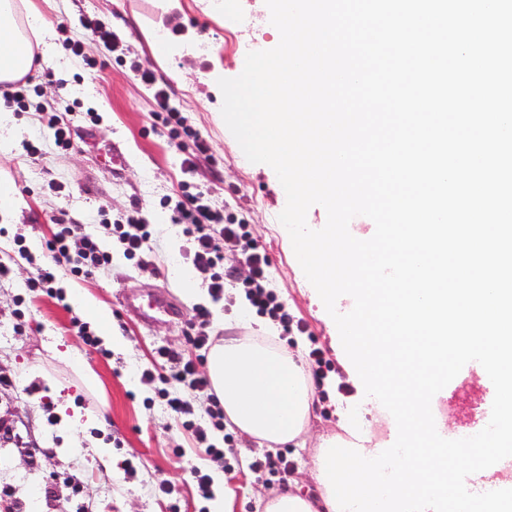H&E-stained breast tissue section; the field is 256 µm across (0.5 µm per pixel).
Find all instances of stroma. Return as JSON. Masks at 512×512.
<instances>
[{
    "label": "stroma",
    "mask_w": 512,
    "mask_h": 512,
    "mask_svg": "<svg viewBox=\"0 0 512 512\" xmlns=\"http://www.w3.org/2000/svg\"><path fill=\"white\" fill-rule=\"evenodd\" d=\"M20 18H38L51 27L54 47L32 70L34 91L23 112L11 113L0 129V181L12 189L10 209L0 215V262L12 274L0 281V421L16 427L22 444L0 446V504L9 512H210L191 476L192 467L207 469L213 480H226L233 512H256L254 493L283 490L298 483L303 495L318 496L310 471L317 453L313 441L289 444L293 468L285 481L255 473L251 462L260 453L234 425L212 431V443L233 438L223 459L207 455L180 421L167 413L158 394V378L168 367L157 350L166 347L197 367L205 361L192 345L194 307L211 311L210 336L223 339L225 316L231 315L241 288L226 286L224 299L212 302L203 274L200 293L192 298L174 269L186 265V238L172 223V208L181 185L208 194L224 215L245 221L251 238L271 261L274 291L302 328L280 337L284 346L304 338L320 348L330 366L315 390L311 426L335 432L337 411L364 401L360 380L336 359L334 332L321 317L290 237L278 216L286 194L274 170L245 158L238 142L226 137L218 78L241 74L248 52L275 48L279 32L271 24L265 0H226L231 12L246 18L233 25L206 9L203 0H180L170 11L166 0H16ZM91 16L112 27L123 51H109L84 29ZM174 34L179 49L163 60L151 50L155 31ZM80 42L81 56L66 52V40ZM151 68L173 92L184 124L205 136L210 157L184 170L181 162L189 138L170 136L153 127V92L132 73L133 64ZM66 98L77 114L71 144L55 145L41 111ZM41 149L28 156L24 143ZM150 222L151 250L143 257L124 255L110 227L131 213ZM77 224L79 233L97 237L112 255L111 264L92 277H72L66 264L57 267L62 297L29 289L32 264L42 261V246L59 221ZM29 259H22L20 250ZM83 295L102 307L108 329L91 324L100 339L88 345L73 324L81 312L74 304ZM163 301L181 310L179 318L160 315L146 320L149 303ZM120 338L117 346L103 332ZM69 351L70 360L56 358ZM92 369L100 386L83 387V369ZM155 380L141 382L142 370ZM494 387L479 383L475 364H466L442 389L439 415L455 431L482 427L491 415ZM95 422L74 427L76 417ZM111 446L110 463H102L98 442ZM51 494H44V487Z\"/></svg>",
    "instance_id": "35a3bbf8"
}]
</instances>
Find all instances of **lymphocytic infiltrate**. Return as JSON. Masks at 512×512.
Returning <instances> with one entry per match:
<instances>
[{"instance_id": "1", "label": "lymphocytic infiltrate", "mask_w": 512, "mask_h": 512, "mask_svg": "<svg viewBox=\"0 0 512 512\" xmlns=\"http://www.w3.org/2000/svg\"><path fill=\"white\" fill-rule=\"evenodd\" d=\"M172 221L183 225L188 243L187 252L196 268L207 274L208 293L213 301L223 298L226 283H242L246 296L259 314L278 321L283 331L293 329V317L283 304L277 302L270 287L269 258L250 240L244 221L223 220L203 193L188 191L183 193L178 202ZM72 233V225L63 224L51 238L45 240L44 250L51 262L37 267L28 281L29 288L52 291L56 281L54 265L64 259L70 262V275L77 278L92 276L110 263V253L103 250L98 240L89 235L83 237L79 251H72ZM228 251L240 255V266L225 265L224 254ZM158 356L169 368L166 387L161 391L165 408L175 416L184 417L185 429L191 431L198 442L205 444L209 455L223 457V449L209 444L207 434L208 429L220 431L224 428V409L219 399H212L207 410L208 423L203 426L189 420L190 407L178 391L179 385L185 382L197 389L208 390L210 383L207 377L199 373L193 362L182 360L175 351L163 349Z\"/></svg>"}]
</instances>
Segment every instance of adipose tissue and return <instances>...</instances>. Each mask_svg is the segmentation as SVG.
I'll return each instance as SVG.
<instances>
[{
	"instance_id": "ef3b65f1",
	"label": "adipose tissue",
	"mask_w": 512,
	"mask_h": 512,
	"mask_svg": "<svg viewBox=\"0 0 512 512\" xmlns=\"http://www.w3.org/2000/svg\"><path fill=\"white\" fill-rule=\"evenodd\" d=\"M48 37L38 21L22 25L15 0H0V82L24 77L34 58L30 31ZM236 335L209 351L205 372L224 412L237 429L261 446L284 445L311 431L314 386L300 349L274 343L273 322L255 323L251 304L239 299Z\"/></svg>"
}]
</instances>
